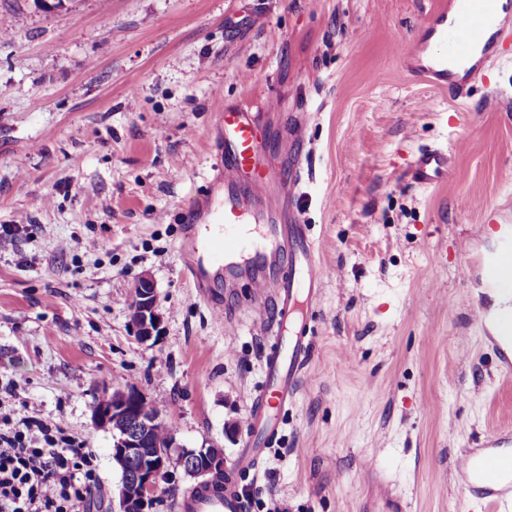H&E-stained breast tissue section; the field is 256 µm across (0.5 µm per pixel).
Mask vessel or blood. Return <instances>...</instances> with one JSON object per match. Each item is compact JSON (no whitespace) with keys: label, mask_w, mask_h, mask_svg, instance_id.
Wrapping results in <instances>:
<instances>
[{"label":"vessel or blood","mask_w":512,"mask_h":512,"mask_svg":"<svg viewBox=\"0 0 512 512\" xmlns=\"http://www.w3.org/2000/svg\"><path fill=\"white\" fill-rule=\"evenodd\" d=\"M509 23L512 0H443L419 28L410 54L418 59L422 77L459 96L497 58L501 32ZM217 127L224 180L208 182L186 209L180 255L190 287L216 316H223L224 303L213 295L211 279L220 270L230 280L249 277L253 309L262 312L271 305L276 310L274 340L261 361L263 391L249 408L247 439L238 457L240 468L252 469L279 429L269 409L292 402L311 355L308 327L292 335L282 327L295 306L317 307L327 274L296 202L298 182L281 180L257 115L241 105H224ZM453 165L448 149L425 148L403 177L428 189L446 181ZM284 254L291 258L290 267L271 276L270 267ZM490 282L512 283V244L494 258ZM460 470L484 512H512V456L468 450ZM247 507L228 474L223 491L191 493L178 501L177 512H247Z\"/></svg>","instance_id":"obj_1"}]
</instances>
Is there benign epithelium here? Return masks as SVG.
I'll return each instance as SVG.
<instances>
[{"mask_svg":"<svg viewBox=\"0 0 512 512\" xmlns=\"http://www.w3.org/2000/svg\"><path fill=\"white\" fill-rule=\"evenodd\" d=\"M133 305L129 317L135 339L156 341L162 320L157 311L158 288L143 274L132 284ZM109 403H96L93 424L112 434V466L120 475L117 485L118 512H153L160 481L181 471L197 480L196 487L215 485L224 476V449L217 446L187 448L171 438L166 445L151 440L154 412L136 390H114ZM121 420L122 429L112 423Z\"/></svg>","mask_w":512,"mask_h":512,"instance_id":"7a95c632","label":"benign epithelium"}]
</instances>
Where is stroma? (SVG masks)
<instances>
[{
  "label": "stroma",
  "mask_w": 512,
  "mask_h": 512,
  "mask_svg": "<svg viewBox=\"0 0 512 512\" xmlns=\"http://www.w3.org/2000/svg\"><path fill=\"white\" fill-rule=\"evenodd\" d=\"M441 0H0V410L37 406L98 462L90 512H113L99 395L128 388L188 448L224 450L248 512H360L373 475L406 512H469L460 452L512 432V381L488 325L485 261L512 238V52L455 99L402 55ZM505 100L489 108L491 95ZM307 110L299 205L331 270L313 353L258 473L236 471L265 341L248 281L181 273L182 213L221 166L216 109ZM456 156L446 183L401 177ZM95 250H86V241ZM154 278L163 329L137 342L131 283ZM453 165V153L447 148H425L403 172V178L419 188L428 189L446 181Z\"/></svg>",
  "instance_id": "obj_1"
}]
</instances>
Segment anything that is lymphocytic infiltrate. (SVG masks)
Listing matches in <instances>:
<instances>
[{
	"mask_svg": "<svg viewBox=\"0 0 512 512\" xmlns=\"http://www.w3.org/2000/svg\"><path fill=\"white\" fill-rule=\"evenodd\" d=\"M98 486L96 458L74 429L35 411L0 416V512H80Z\"/></svg>",
	"mask_w": 512,
	"mask_h": 512,
	"instance_id": "obj_1",
	"label": "lymphocytic infiltrate"
}]
</instances>
